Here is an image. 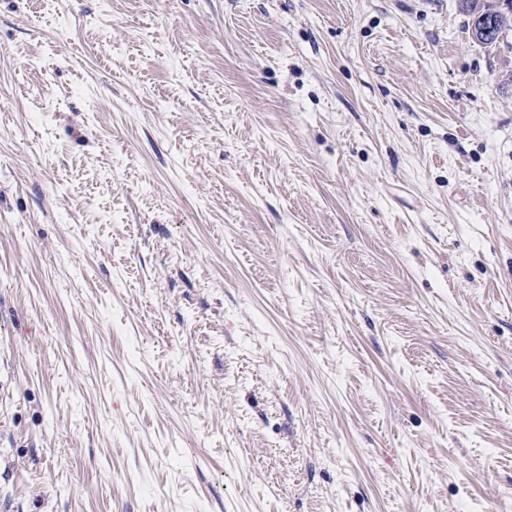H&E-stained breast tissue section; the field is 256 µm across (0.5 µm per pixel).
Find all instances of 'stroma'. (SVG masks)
Masks as SVG:
<instances>
[{
    "label": "stroma",
    "instance_id": "1",
    "mask_svg": "<svg viewBox=\"0 0 512 512\" xmlns=\"http://www.w3.org/2000/svg\"><path fill=\"white\" fill-rule=\"evenodd\" d=\"M458 0H0V512H512V48Z\"/></svg>",
    "mask_w": 512,
    "mask_h": 512
}]
</instances>
